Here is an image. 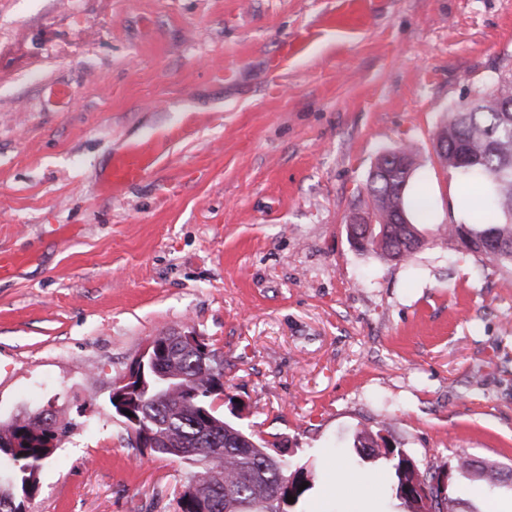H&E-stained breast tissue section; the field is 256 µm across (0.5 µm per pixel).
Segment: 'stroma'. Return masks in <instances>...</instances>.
Instances as JSON below:
<instances>
[{"mask_svg":"<svg viewBox=\"0 0 512 512\" xmlns=\"http://www.w3.org/2000/svg\"><path fill=\"white\" fill-rule=\"evenodd\" d=\"M0 0V423L69 432L28 512H178L191 468L129 441L108 394L146 343L192 330L239 426L287 440L301 512H350L346 469L404 512L379 430L426 476L462 453L512 470V269L438 235L462 186L435 152L449 107L512 57V0ZM153 172L110 196L111 155ZM411 148L426 246L357 250L378 157ZM456 512H512V481L457 475ZM344 7L332 18V23L338 26H360L364 15L360 8L363 0H344ZM178 339L183 347H185L188 350H197V349H203V345L205 348H210V345L205 342V339L201 336H198L194 332H182L180 336H178ZM206 360L209 361L213 366L218 368L220 371V374L224 375V364L223 361L217 356L215 349H209Z\"/></svg>","mask_w":512,"mask_h":512,"instance_id":"35a3bbf8","label":"stroma"}]
</instances>
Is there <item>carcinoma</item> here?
Masks as SVG:
<instances>
[{"label": "carcinoma", "mask_w": 512, "mask_h": 512, "mask_svg": "<svg viewBox=\"0 0 512 512\" xmlns=\"http://www.w3.org/2000/svg\"><path fill=\"white\" fill-rule=\"evenodd\" d=\"M437 143L448 141L436 150L448 172L467 180L476 194L467 199L473 212L470 224H450L448 237L468 241V251L507 268L512 267V62L498 69L491 84L475 92L470 101L448 108V117L438 128ZM419 167L416 154L400 148L381 155L369 173L365 197L359 206L376 217L371 232L360 224L347 225L355 248L371 250L385 262H405L425 245L424 237L411 210L409 183ZM403 210L407 224H393L397 210ZM209 361L224 371L216 350L209 356L183 351L169 343L158 356L162 378H146L148 403L140 410V423L151 429L164 448L180 450L182 458L198 461V450L209 449L205 473L210 485L208 512H243L247 504L255 512H296V507L312 489L299 485L308 481L304 467L294 466L281 453L277 442L244 431L226 419L224 409H212ZM36 429L29 433L13 423L0 426V457L12 462V475L0 477V512H22L23 499L32 471L42 470L53 452L47 445L61 441L68 426H60L46 412L34 418ZM380 433L362 431L354 440L360 458L378 447ZM392 490L408 512H415L403 463L407 453L392 450ZM295 478L288 486L284 478ZM293 501H288V498Z\"/></svg>", "instance_id": "obj_1"}]
</instances>
